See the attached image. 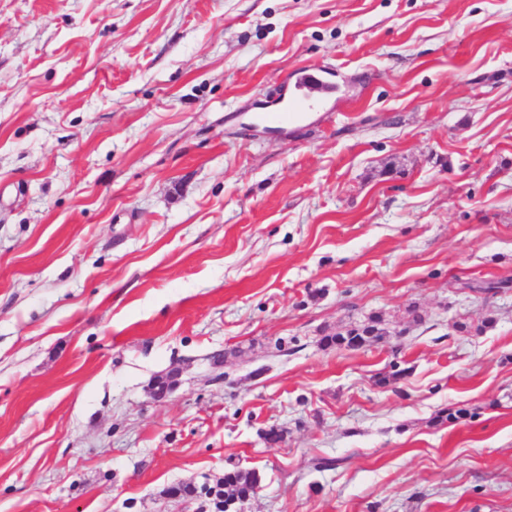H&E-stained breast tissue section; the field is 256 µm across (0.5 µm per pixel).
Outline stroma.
Segmentation results:
<instances>
[{
    "label": "stroma",
    "mask_w": 512,
    "mask_h": 512,
    "mask_svg": "<svg viewBox=\"0 0 512 512\" xmlns=\"http://www.w3.org/2000/svg\"><path fill=\"white\" fill-rule=\"evenodd\" d=\"M236 465L246 512H512V0H0V512ZM382 331H384L382 320L376 316H369L361 324H350L344 330L324 335L322 341L325 346L356 349L382 340L384 338Z\"/></svg>",
    "instance_id": "1"
}]
</instances>
